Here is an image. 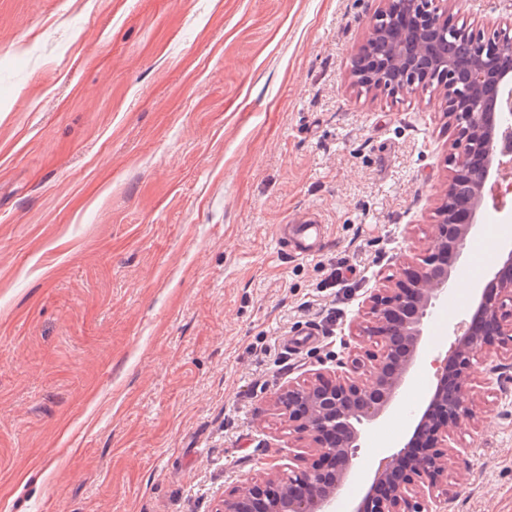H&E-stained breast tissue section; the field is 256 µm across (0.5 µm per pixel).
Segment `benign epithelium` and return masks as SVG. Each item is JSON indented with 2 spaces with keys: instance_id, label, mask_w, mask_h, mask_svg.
Segmentation results:
<instances>
[{
  "instance_id": "benign-epithelium-1",
  "label": "benign epithelium",
  "mask_w": 512,
  "mask_h": 512,
  "mask_svg": "<svg viewBox=\"0 0 512 512\" xmlns=\"http://www.w3.org/2000/svg\"><path fill=\"white\" fill-rule=\"evenodd\" d=\"M365 50L355 56L354 83L368 90L419 93L431 83L454 126V170L437 207L438 220L413 269L370 296L371 383L320 376L290 384L274 403L315 459L300 471L275 472L224 499L223 512H334L336 495L356 464L360 431L378 422L415 365L429 310L448 299L457 262L489 198L512 177V40L499 31L469 33L441 19L436 0H382ZM492 279L470 303L471 321L437 367L438 381L414 412L408 443L380 462L351 512H429L434 488L459 466L451 432L471 423L472 360L498 371L496 346L512 333V244L497 246Z\"/></svg>"
}]
</instances>
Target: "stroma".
<instances>
[{
  "label": "stroma",
  "instance_id": "stroma-1",
  "mask_svg": "<svg viewBox=\"0 0 512 512\" xmlns=\"http://www.w3.org/2000/svg\"><path fill=\"white\" fill-rule=\"evenodd\" d=\"M379 6L0 0V512H218L310 465L271 399L368 382L367 299L422 253L453 170L435 91L352 83ZM448 21L503 28L512 0H453ZM307 212L312 256L277 237ZM497 227L481 215L461 275L487 277ZM468 310H432L424 358ZM498 351L431 512H512V338ZM414 406L364 429L359 480Z\"/></svg>",
  "mask_w": 512,
  "mask_h": 512
}]
</instances>
